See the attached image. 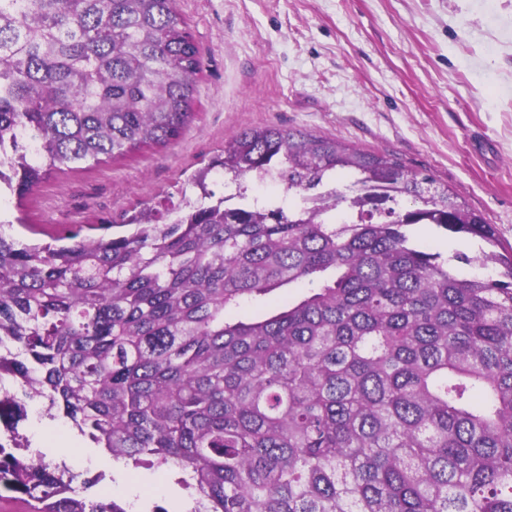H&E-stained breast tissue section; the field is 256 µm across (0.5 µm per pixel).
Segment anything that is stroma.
Returning <instances> with one entry per match:
<instances>
[{
  "label": "stroma",
  "mask_w": 512,
  "mask_h": 512,
  "mask_svg": "<svg viewBox=\"0 0 512 512\" xmlns=\"http://www.w3.org/2000/svg\"><path fill=\"white\" fill-rule=\"evenodd\" d=\"M199 48L197 115L180 138L85 168L65 165L25 196L0 191V222L41 243L69 230L122 222L150 204L195 198L189 178L236 133L274 126L399 157L448 183L512 245V0H178ZM463 276L478 240L411 228ZM65 462L81 494L139 512L189 495L170 475L117 466L72 426Z\"/></svg>",
  "instance_id": "35a3bbf8"
}]
</instances>
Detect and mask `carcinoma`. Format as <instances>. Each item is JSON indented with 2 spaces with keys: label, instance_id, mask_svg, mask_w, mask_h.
Returning a JSON list of instances; mask_svg holds the SVG:
<instances>
[{
  "label": "carcinoma",
  "instance_id": "cac0c4a2",
  "mask_svg": "<svg viewBox=\"0 0 512 512\" xmlns=\"http://www.w3.org/2000/svg\"><path fill=\"white\" fill-rule=\"evenodd\" d=\"M202 61L177 0H0V185L176 141ZM218 168L226 205L207 188ZM277 175L309 210L246 202ZM123 233L63 245L0 231V489L37 512L89 500L23 457L24 399L114 461L173 469L192 512H512V249L448 185L333 137L251 128ZM410 196L415 207L395 208ZM368 206L355 223L336 211ZM483 242L460 276L409 227ZM278 313L231 310L285 286Z\"/></svg>",
  "mask_w": 512,
  "mask_h": 512
}]
</instances>
